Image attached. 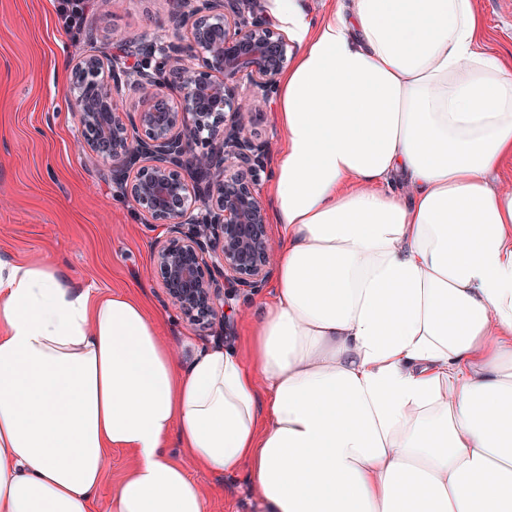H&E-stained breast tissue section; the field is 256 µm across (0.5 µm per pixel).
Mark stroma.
<instances>
[{"mask_svg":"<svg viewBox=\"0 0 512 512\" xmlns=\"http://www.w3.org/2000/svg\"><path fill=\"white\" fill-rule=\"evenodd\" d=\"M488 27V50L512 55V20L498 0H477ZM79 38L67 34L55 0H0V259L60 264L73 281L100 294L141 302L161 336L239 345L238 309L258 307L269 289L227 290L221 332L191 326L151 273L153 247L166 231L143 224L118 196L112 166L83 150L68 98L70 64L91 51L112 52L113 36L151 39L169 33L166 0H90ZM135 464L122 450L107 453L95 512H110L112 495ZM209 512H264L245 475L215 476L196 468Z\"/></svg>","mask_w":512,"mask_h":512,"instance_id":"1","label":"stroma"}]
</instances>
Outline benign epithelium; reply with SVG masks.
<instances>
[{
  "instance_id": "1",
  "label": "benign epithelium",
  "mask_w": 512,
  "mask_h": 512,
  "mask_svg": "<svg viewBox=\"0 0 512 512\" xmlns=\"http://www.w3.org/2000/svg\"><path fill=\"white\" fill-rule=\"evenodd\" d=\"M180 41L116 35L112 53L72 62L82 147L148 224L166 226L153 263L196 328L224 320V288L258 292L274 253L257 191L264 145L255 102L291 63L265 0H168Z\"/></svg>"
}]
</instances>
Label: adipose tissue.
I'll use <instances>...</instances> for the list:
<instances>
[{
    "instance_id": "ef3b65f1",
    "label": "adipose tissue",
    "mask_w": 512,
    "mask_h": 512,
    "mask_svg": "<svg viewBox=\"0 0 512 512\" xmlns=\"http://www.w3.org/2000/svg\"><path fill=\"white\" fill-rule=\"evenodd\" d=\"M294 60L247 350L0 260V512H208L168 452L267 512H512V56L476 0H274ZM134 464L133 455L127 451L112 449L107 452V465L97 496L95 512H110L112 494Z\"/></svg>"
}]
</instances>
